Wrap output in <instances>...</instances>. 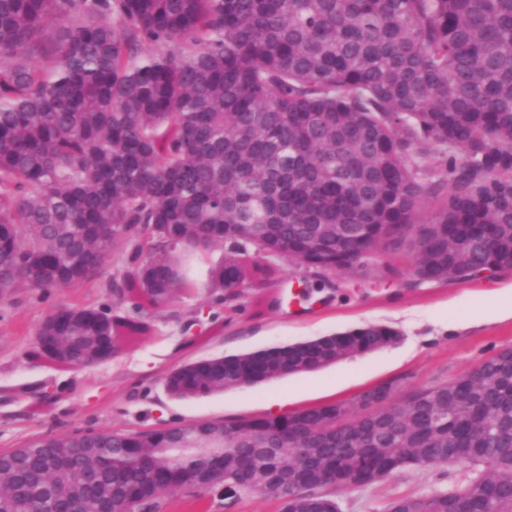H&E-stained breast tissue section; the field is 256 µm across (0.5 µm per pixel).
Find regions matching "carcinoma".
<instances>
[{"instance_id": "cac0c4a2", "label": "carcinoma", "mask_w": 512, "mask_h": 512, "mask_svg": "<svg viewBox=\"0 0 512 512\" xmlns=\"http://www.w3.org/2000/svg\"><path fill=\"white\" fill-rule=\"evenodd\" d=\"M52 19L67 26L48 43ZM47 50L50 70L34 63ZM219 247L209 279L227 307L284 262L323 285L383 250L379 277L406 288L511 273L512 0H0V303L20 288L79 286L114 262L118 301L167 307L194 294V267ZM69 312L55 350L36 342L29 356L87 368L102 361V337L116 353L151 329L108 305H59L43 323ZM399 340L368 325L188 362L164 387L193 399ZM392 391L45 436L3 452L0 503L58 512L53 490L90 474L112 483L115 512L205 491L341 512L338 490L453 465L463 481L387 512H449L458 500L512 512V349L399 403ZM88 437L105 452L45 468Z\"/></svg>"}]
</instances>
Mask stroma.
I'll list each match as a JSON object with an SVG mask.
<instances>
[{
    "label": "stroma",
    "instance_id": "obj_1",
    "mask_svg": "<svg viewBox=\"0 0 512 512\" xmlns=\"http://www.w3.org/2000/svg\"><path fill=\"white\" fill-rule=\"evenodd\" d=\"M107 266L96 288H58L43 297L18 290L0 307V451L47 434L151 430L198 421H234L269 414L278 400L286 412L337 401L392 384L395 400L417 387L446 383L482 361L512 349V319L481 320L502 305L512 273L490 279L401 288L368 276L337 277L332 288L310 287L296 299L302 268L287 264L270 287L249 292L241 310L217 303L207 270L196 272L194 295L150 317L152 329L116 358L86 369H63L27 354L43 319L60 303L109 304ZM368 324L396 329L401 339L381 350L344 359L319 371L179 400L163 385L176 367L201 358L241 354L305 341ZM455 467H408L371 486L339 492L342 512H385L396 497L457 483Z\"/></svg>",
    "mask_w": 512,
    "mask_h": 512
}]
</instances>
